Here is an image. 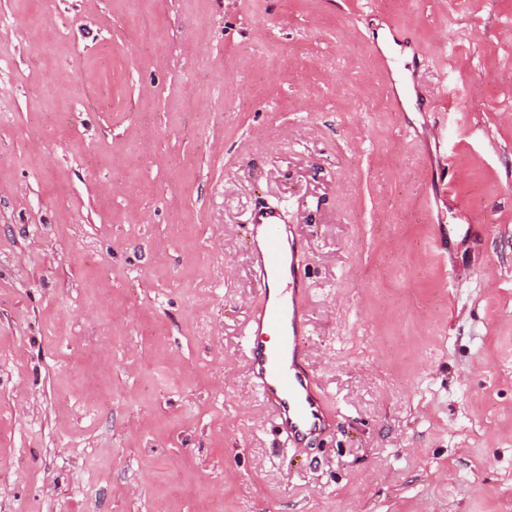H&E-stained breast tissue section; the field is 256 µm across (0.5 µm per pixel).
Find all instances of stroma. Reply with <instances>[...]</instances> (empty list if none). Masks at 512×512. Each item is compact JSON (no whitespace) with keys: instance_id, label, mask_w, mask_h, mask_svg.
<instances>
[{"instance_id":"35a3bbf8","label":"stroma","mask_w":512,"mask_h":512,"mask_svg":"<svg viewBox=\"0 0 512 512\" xmlns=\"http://www.w3.org/2000/svg\"><path fill=\"white\" fill-rule=\"evenodd\" d=\"M259 208L307 445L246 372ZM0 512H512V0H0ZM292 233L274 209H260L251 217L262 301L249 320L245 355L248 376L263 403L279 420L288 440L302 444L324 432L326 415L305 364L306 282L301 251Z\"/></svg>"}]
</instances>
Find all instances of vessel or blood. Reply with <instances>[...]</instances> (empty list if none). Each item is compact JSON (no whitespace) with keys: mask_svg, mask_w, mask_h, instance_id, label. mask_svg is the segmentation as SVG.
I'll return each mask as SVG.
<instances>
[{"mask_svg":"<svg viewBox=\"0 0 512 512\" xmlns=\"http://www.w3.org/2000/svg\"><path fill=\"white\" fill-rule=\"evenodd\" d=\"M250 235L262 301L248 325L246 368L289 441L305 443L326 428V415L305 364L306 282L299 245L273 209L253 213Z\"/></svg>","mask_w":512,"mask_h":512,"instance_id":"b4317fda","label":"vessel or blood"}]
</instances>
